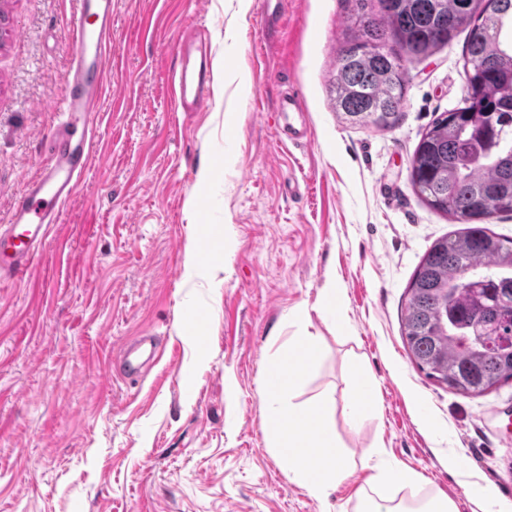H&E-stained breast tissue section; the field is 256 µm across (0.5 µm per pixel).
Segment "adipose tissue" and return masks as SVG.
Wrapping results in <instances>:
<instances>
[{"label": "adipose tissue", "instance_id": "obj_1", "mask_svg": "<svg viewBox=\"0 0 512 512\" xmlns=\"http://www.w3.org/2000/svg\"><path fill=\"white\" fill-rule=\"evenodd\" d=\"M318 348L313 336H292L285 342L267 373L266 418L274 429L269 444L282 463L311 494L324 499L353 472L355 464L341 450L326 418L327 400L305 405L286 397ZM316 457L322 461L317 470L310 466ZM418 482L411 470L374 469L358 497L356 512H457L454 502L442 496H399V489L415 488Z\"/></svg>", "mask_w": 512, "mask_h": 512}]
</instances>
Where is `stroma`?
I'll return each mask as SVG.
<instances>
[{"label":"stroma","instance_id":"obj_1","mask_svg":"<svg viewBox=\"0 0 512 512\" xmlns=\"http://www.w3.org/2000/svg\"><path fill=\"white\" fill-rule=\"evenodd\" d=\"M354 0H112L110 72L91 163L26 276L0 284V512H354L371 474L329 501L268 448L262 376L282 342L318 337L292 393L332 399L354 460L417 472L420 495L512 512V381L464 396L426 378L401 335L408 285L459 230L410 183L429 123L462 104L466 32L407 63L388 130L343 123L329 83ZM72 0H0V221L49 157L69 76ZM204 27L212 88L175 109L183 32ZM307 142L279 138L285 91ZM214 176L198 184L201 164ZM225 225V239L204 223ZM198 272L186 280L188 240ZM342 315L322 304L328 283ZM156 337L136 383L108 374ZM369 373L377 414L343 405Z\"/></svg>","mask_w":512,"mask_h":512}]
</instances>
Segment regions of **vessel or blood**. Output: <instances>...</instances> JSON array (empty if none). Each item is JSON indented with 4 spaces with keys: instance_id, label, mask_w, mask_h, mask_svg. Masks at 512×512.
Segmentation results:
<instances>
[{
    "instance_id": "obj_1",
    "label": "vessel or blood",
    "mask_w": 512,
    "mask_h": 512,
    "mask_svg": "<svg viewBox=\"0 0 512 512\" xmlns=\"http://www.w3.org/2000/svg\"><path fill=\"white\" fill-rule=\"evenodd\" d=\"M71 32L72 77L61 107L63 120L49 164L29 184L27 200L15 204L8 223L0 225V283L27 274L91 162L107 43L112 36V0H77ZM174 82L176 105L184 112L193 111L209 92L208 54L196 41H183Z\"/></svg>"
}]
</instances>
